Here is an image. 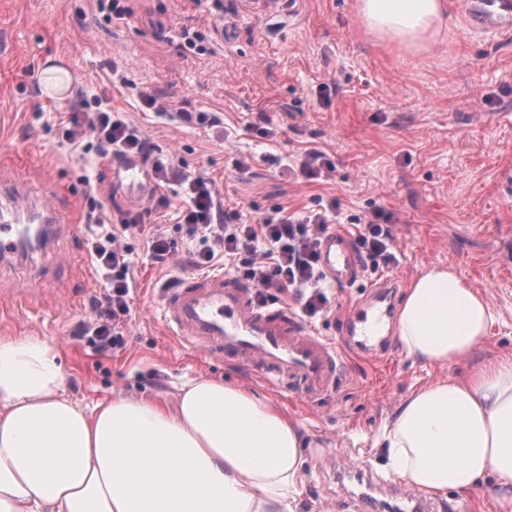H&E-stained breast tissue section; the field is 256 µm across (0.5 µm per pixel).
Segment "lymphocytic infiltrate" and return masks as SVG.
Here are the masks:
<instances>
[{
	"label": "lymphocytic infiltrate",
	"instance_id": "lymphocytic-infiltrate-1",
	"mask_svg": "<svg viewBox=\"0 0 512 512\" xmlns=\"http://www.w3.org/2000/svg\"><path fill=\"white\" fill-rule=\"evenodd\" d=\"M66 124L67 140L73 152H84L86 142L91 141L101 160L117 153L138 154L150 160L158 186L171 183L181 186L184 200L175 212V222L184 232L183 239L195 245L196 268L225 262L256 288L261 302L271 300L276 291L296 292L303 298L307 316L324 312L329 298L319 267V248L323 237L339 221L336 200L291 214L281 208L263 216L258 223L246 224L239 212L223 208L212 178L188 177L172 164L156 158L149 138L124 113L113 111L106 95H93L91 102L70 111ZM141 221L138 214L119 224L96 219L88 242L91 263L101 276L104 289L93 299L81 331L102 352L125 344L131 279L125 234L137 230ZM386 221V214L376 209L357 218L352 225L362 253L375 268L393 259Z\"/></svg>",
	"mask_w": 512,
	"mask_h": 512
}]
</instances>
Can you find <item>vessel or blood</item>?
<instances>
[{
  "mask_svg": "<svg viewBox=\"0 0 512 512\" xmlns=\"http://www.w3.org/2000/svg\"><path fill=\"white\" fill-rule=\"evenodd\" d=\"M472 25L499 31L512 27V0H467ZM107 175L124 193L143 197L149 167L139 156H115ZM50 205L28 211L17 196L0 194V254L14 253L35 224L54 223ZM319 264L331 283L358 280L362 261L350 239L341 233L325 236ZM388 295L377 306L353 313L350 324L358 346L370 348L376 325L390 319ZM162 316L175 336L192 348H203L253 366L271 385L296 390L312 402L328 397L342 373V354L335 343L317 336L287 308L259 304L254 290L224 273L183 275L162 291Z\"/></svg>",
  "mask_w": 512,
  "mask_h": 512,
  "instance_id": "1",
  "label": "vessel or blood"
}]
</instances>
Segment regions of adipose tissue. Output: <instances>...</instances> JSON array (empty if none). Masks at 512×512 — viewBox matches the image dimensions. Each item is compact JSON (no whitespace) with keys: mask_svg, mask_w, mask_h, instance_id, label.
Returning <instances> with one entry per match:
<instances>
[{"mask_svg":"<svg viewBox=\"0 0 512 512\" xmlns=\"http://www.w3.org/2000/svg\"><path fill=\"white\" fill-rule=\"evenodd\" d=\"M381 39L434 50L447 0H358ZM494 311L455 272L431 268L405 293L396 330L407 356L450 366ZM55 349L0 340V512H295L307 462L299 428L251 389L201 377L175 407L118 395L85 411L64 393ZM387 476L439 496L494 478L512 512V355L409 395L384 425Z\"/></svg>","mask_w":512,"mask_h":512,"instance_id":"1","label":"adipose tissue"}]
</instances>
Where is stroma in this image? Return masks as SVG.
Here are the masks:
<instances>
[{
    "instance_id": "obj_1",
    "label": "stroma",
    "mask_w": 512,
    "mask_h": 512,
    "mask_svg": "<svg viewBox=\"0 0 512 512\" xmlns=\"http://www.w3.org/2000/svg\"><path fill=\"white\" fill-rule=\"evenodd\" d=\"M357 0H0V187L60 213L48 248L34 244L0 263V339L34 336L54 347L65 394L84 409L116 395L174 405L199 377L244 385L297 424L308 462L296 512H360L345 469L383 477L374 442L399 403L427 383L462 378L479 361L512 353V30L473 29L463 0H448V34L429 53L377 38ZM200 34L201 47L183 32ZM155 91L189 112H211L214 128L161 120L141 97ZM103 93L114 110L188 175L214 179L243 221L282 206L295 212L336 199L343 217L374 207L391 216L392 262L352 285H329L327 311L309 320L340 343L346 376L329 401L310 404L261 380L248 366L187 346L160 313L162 289L194 273L193 247L162 267L139 233L130 248V334L124 349L98 352L78 335L104 288L87 242L94 212L120 222L147 210L168 225L182 203L172 184L140 202L103 185L96 165L71 153L60 112ZM277 129L260 132L262 118ZM331 155L330 180L298 181L282 166L307 148ZM275 155L276 163L266 162ZM250 157L248 169L232 165ZM448 268L490 302L495 321L473 353L449 367L424 365L394 346L368 360L346 342L344 316L386 281L404 296L424 270Z\"/></svg>"
}]
</instances>
